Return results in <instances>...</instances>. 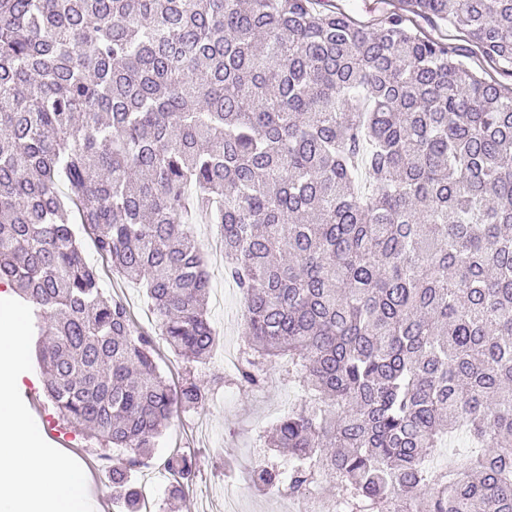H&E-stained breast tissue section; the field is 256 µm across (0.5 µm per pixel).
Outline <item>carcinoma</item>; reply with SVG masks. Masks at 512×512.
I'll list each match as a JSON object with an SVG mask.
<instances>
[{"label":"carcinoma","instance_id":"1","mask_svg":"<svg viewBox=\"0 0 512 512\" xmlns=\"http://www.w3.org/2000/svg\"><path fill=\"white\" fill-rule=\"evenodd\" d=\"M512 76V0H405ZM222 231L245 299L231 383L279 368L308 394L257 492L327 481L344 512H512V87L402 15L313 0H0V281L27 304L62 418L126 451L114 500L175 408L155 336L217 342L189 220ZM138 282L137 331L74 228ZM457 432L459 467L432 457ZM185 484L195 462L173 454ZM318 7L332 9L336 12H343L353 18L361 25H371L375 23L380 14L386 9H402L399 0H321ZM383 1V2H382Z\"/></svg>","mask_w":512,"mask_h":512}]
</instances>
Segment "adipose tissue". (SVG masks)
I'll list each match as a JSON object with an SVG mask.
<instances>
[{"label": "adipose tissue", "mask_w": 512, "mask_h": 512, "mask_svg": "<svg viewBox=\"0 0 512 512\" xmlns=\"http://www.w3.org/2000/svg\"><path fill=\"white\" fill-rule=\"evenodd\" d=\"M22 312L0 300V512H85L86 475L47 454L12 400L27 359Z\"/></svg>", "instance_id": "obj_1"}]
</instances>
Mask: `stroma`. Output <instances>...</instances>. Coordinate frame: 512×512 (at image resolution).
<instances>
[{
    "mask_svg": "<svg viewBox=\"0 0 512 512\" xmlns=\"http://www.w3.org/2000/svg\"><path fill=\"white\" fill-rule=\"evenodd\" d=\"M407 23L422 35L455 47L471 70L479 75L506 86L512 84V76L491 65L480 50L453 27L414 14L408 15ZM82 248L86 262L98 268L105 294L126 304L136 317L139 330L153 332L155 317L143 288L123 280L113 271L110 262L97 253L90 239H83ZM206 264L211 274L208 315L219 338L217 349L206 363L191 366L168 349L165 342L156 344L155 360L164 378L191 373L208 395L205 405L199 408L174 411L156 441L155 463H163L174 448L190 450L196 462L195 475L184 499L169 500L165 484L159 481L153 484L151 491L159 512H220L225 493L210 476L211 462H223L225 480L235 482L241 471L272 457V450L260 442V435L289 406L304 400L303 392L278 369L271 372L263 388L255 391L245 392L226 383L224 354L238 348L241 342L244 300L225 274L223 261L210 258ZM16 400L29 423L41 432L46 451L86 473L88 505H96L100 496L111 495V471L99 443L85 432L74 430L59 416L44 394L43 374L36 360H28L22 383L16 390Z\"/></svg>",
    "mask_w": 512,
    "mask_h": 512,
    "instance_id": "35a3bbf8",
    "label": "stroma"
}]
</instances>
